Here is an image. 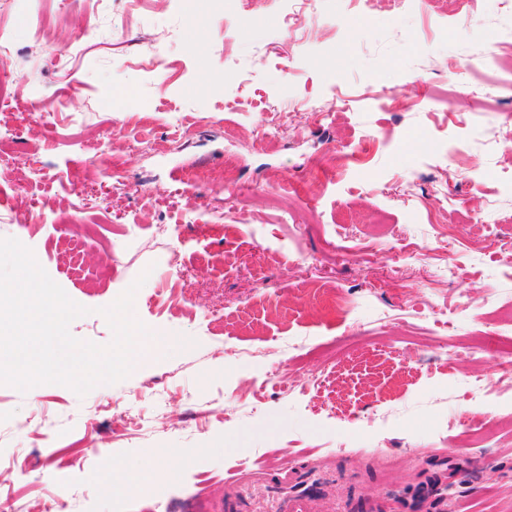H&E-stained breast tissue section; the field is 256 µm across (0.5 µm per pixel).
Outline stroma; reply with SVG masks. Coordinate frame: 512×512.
Returning <instances> with one entry per match:
<instances>
[{
  "label": "stroma",
  "mask_w": 512,
  "mask_h": 512,
  "mask_svg": "<svg viewBox=\"0 0 512 512\" xmlns=\"http://www.w3.org/2000/svg\"><path fill=\"white\" fill-rule=\"evenodd\" d=\"M41 8L55 27L36 50L21 0H0L18 92L0 124L63 178L20 199L26 167L2 163L0 207L57 221L0 222V238L88 307L70 325L80 340L108 344L102 308L145 276L134 312L161 344L83 397L0 385V499L176 512L190 495L235 497L226 474L302 450L320 512H512V403L482 411L461 392L500 377L495 347L512 338L499 260L512 247V22L494 0H318L293 32L276 23L288 0ZM80 25L94 36L67 47ZM154 55L156 80L139 67ZM279 123L287 134L271 137ZM100 136L118 179L100 172ZM76 176L99 202L84 222L103 227L79 271L80 228L64 221ZM242 349L253 359L231 358ZM463 417L480 447L458 448ZM150 448L178 455L158 463ZM115 464L151 476L99 491Z\"/></svg>",
  "instance_id": "stroma-1"
}]
</instances>
